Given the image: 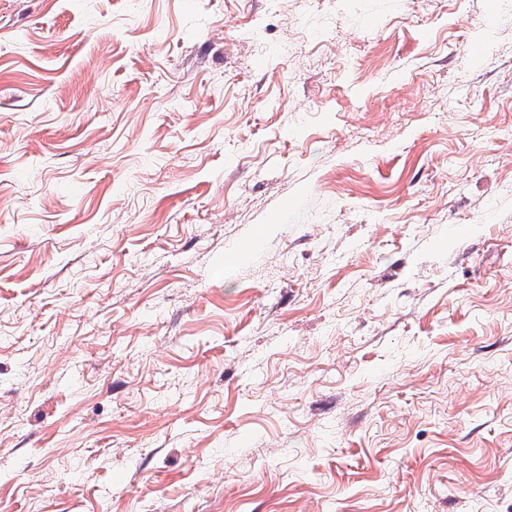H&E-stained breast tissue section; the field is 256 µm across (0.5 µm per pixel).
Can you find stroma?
<instances>
[{
    "instance_id": "obj_1",
    "label": "stroma",
    "mask_w": 512,
    "mask_h": 512,
    "mask_svg": "<svg viewBox=\"0 0 512 512\" xmlns=\"http://www.w3.org/2000/svg\"><path fill=\"white\" fill-rule=\"evenodd\" d=\"M0 512H512L502 0H0Z\"/></svg>"
}]
</instances>
